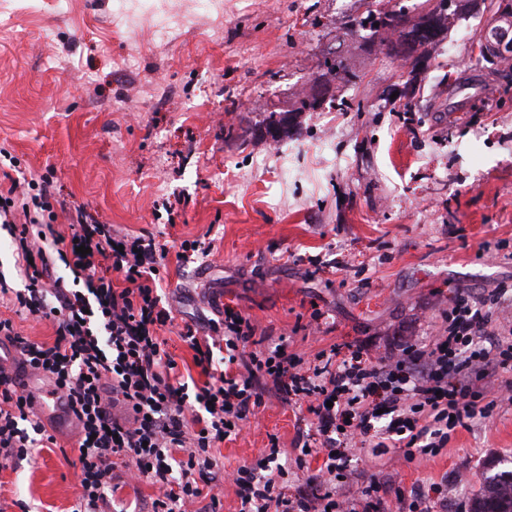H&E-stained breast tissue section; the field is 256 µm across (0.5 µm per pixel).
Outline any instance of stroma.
<instances>
[{
  "label": "stroma",
  "mask_w": 512,
  "mask_h": 512,
  "mask_svg": "<svg viewBox=\"0 0 512 512\" xmlns=\"http://www.w3.org/2000/svg\"><path fill=\"white\" fill-rule=\"evenodd\" d=\"M489 0H461L419 61L355 31L363 0H0V148L25 175L56 170L55 193L101 222L164 232L163 292L176 319L227 305L311 357L333 344L379 357L435 336L457 294L512 284V72L478 61ZM343 58L352 74H326ZM329 94L290 116L315 78ZM332 139H325L326 129ZM463 235H455V228ZM210 255L183 266V240ZM298 407L268 396L219 453L225 470L269 435L292 450ZM0 470V512H71L81 494L76 434ZM496 459L512 469V404L457 429L437 456H353L342 499L379 481L438 483L435 512H470Z\"/></svg>",
  "instance_id": "1"
}]
</instances>
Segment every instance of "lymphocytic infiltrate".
<instances>
[{
    "label": "lymphocytic infiltrate",
    "instance_id": "1",
    "mask_svg": "<svg viewBox=\"0 0 512 512\" xmlns=\"http://www.w3.org/2000/svg\"><path fill=\"white\" fill-rule=\"evenodd\" d=\"M53 179L47 172L23 190L0 187V223L26 262L24 287L0 279V299L55 328L53 341H33L0 319V335L19 351L18 369L0 363V470L54 441L18 382L22 369L43 375L80 422L75 512H112L120 463L129 477L157 487L151 512H188L204 498L218 505L217 452L270 390L308 413L294 441L295 466L307 468L317 448L325 457L307 487L289 490L284 450L269 435L261 455L233 474L238 512H345L336 496L348 469L344 445L398 448L412 462L436 455L456 428L490 418L499 400L512 399V328H493L494 294L459 295L437 336L388 358L335 344L306 360L237 310L206 327L190 319L178 335L203 381L189 385L160 336L174 320L161 294L165 244L149 232L114 230L80 206L69 214V234L56 231ZM59 263L71 282L55 277ZM116 274L122 287L112 283ZM492 379L501 383L495 395L485 387Z\"/></svg>",
    "mask_w": 512,
    "mask_h": 512
}]
</instances>
